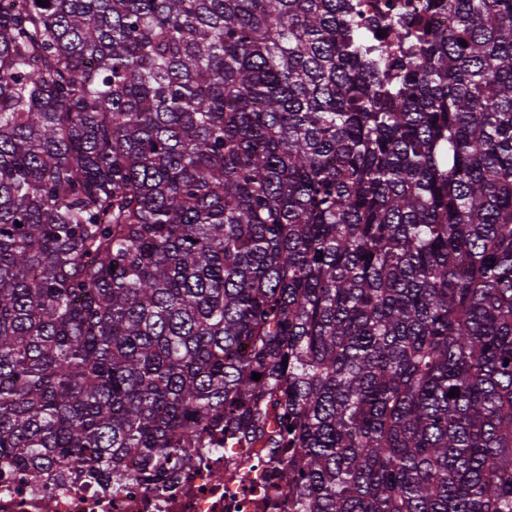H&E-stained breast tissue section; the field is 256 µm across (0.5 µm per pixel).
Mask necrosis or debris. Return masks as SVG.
Returning a JSON list of instances; mask_svg holds the SVG:
<instances>
[{
    "mask_svg": "<svg viewBox=\"0 0 512 512\" xmlns=\"http://www.w3.org/2000/svg\"><path fill=\"white\" fill-rule=\"evenodd\" d=\"M269 449L202 448L184 459L164 489L134 483L112 495L86 479L44 494L25 472L0 468V512H288L269 476Z\"/></svg>",
    "mask_w": 512,
    "mask_h": 512,
    "instance_id": "necrosis-or-debris-1",
    "label": "necrosis or debris"
}]
</instances>
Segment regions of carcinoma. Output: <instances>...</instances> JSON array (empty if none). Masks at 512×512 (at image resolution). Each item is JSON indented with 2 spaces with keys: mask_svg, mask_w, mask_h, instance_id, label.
<instances>
[{
  "mask_svg": "<svg viewBox=\"0 0 512 512\" xmlns=\"http://www.w3.org/2000/svg\"><path fill=\"white\" fill-rule=\"evenodd\" d=\"M403 32L0 0L3 467L261 443L292 512H512V0Z\"/></svg>",
  "mask_w": 512,
  "mask_h": 512,
  "instance_id": "obj_1",
  "label": "carcinoma"
}]
</instances>
